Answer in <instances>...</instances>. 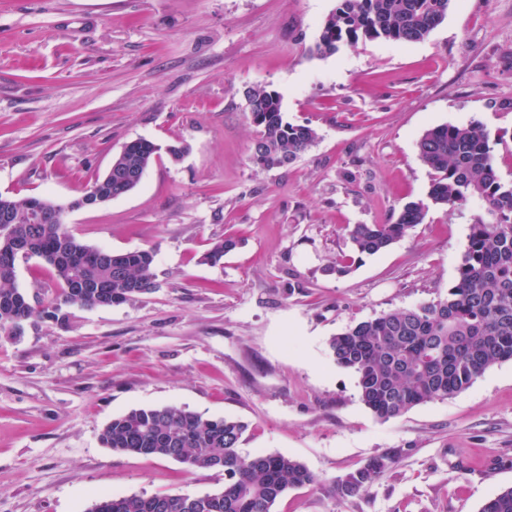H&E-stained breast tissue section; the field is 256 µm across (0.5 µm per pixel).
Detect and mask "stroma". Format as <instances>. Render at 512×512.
<instances>
[{"instance_id": "obj_1", "label": "stroma", "mask_w": 512, "mask_h": 512, "mask_svg": "<svg viewBox=\"0 0 512 512\" xmlns=\"http://www.w3.org/2000/svg\"><path fill=\"white\" fill-rule=\"evenodd\" d=\"M338 0H0V195L66 203L129 141L159 155L133 191L67 213L83 243L155 254L153 291L0 335V512H86L102 492L203 495L216 469L113 452L112 417L176 406L248 425L241 449L321 478L397 453L368 492L288 491L274 512H480L512 487V362L457 395L377 419L328 341L446 296L481 207L422 224L346 275L347 228L426 198L417 143L441 124L512 131V0H452L423 40L315 44ZM280 93L319 138L285 168L251 160L246 88ZM182 147L172 159L167 146ZM238 247L201 263L212 242ZM29 295L59 284L19 262Z\"/></svg>"}]
</instances>
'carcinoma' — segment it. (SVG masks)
Listing matches in <instances>:
<instances>
[{
    "instance_id": "cac0c4a2",
    "label": "carcinoma",
    "mask_w": 512,
    "mask_h": 512,
    "mask_svg": "<svg viewBox=\"0 0 512 512\" xmlns=\"http://www.w3.org/2000/svg\"><path fill=\"white\" fill-rule=\"evenodd\" d=\"M451 0H338L315 45L320 55L344 44L384 39L394 43L423 40L445 18ZM248 119L256 134L252 161L266 169L296 161L317 140L316 131L286 120L281 95L248 88ZM112 178L94 181L99 191L118 198L137 187L160 147L146 139L125 144ZM419 156L433 171L428 201L406 203L398 217L384 224H354L348 229L352 253L374 255L424 222L429 205L458 207L476 198L483 213L470 225L455 285L447 296L411 308L384 312L330 338L328 347L339 367L356 374L359 399L382 421L398 418L415 406L444 400L467 388L490 367L512 361V183L497 170L494 145L477 123L442 124L418 141ZM53 206L39 197L0 195V227L34 241L60 284L55 296L36 305L18 288L10 258L0 252V335L10 325L53 318L64 306H95L94 288H75L81 278L110 287L112 303L126 302L155 287L154 253L147 249L114 253L86 245L65 224H42L38 212ZM237 247L231 237L212 243L201 261L216 265ZM247 424L211 418L175 406L132 409L112 418L100 433L101 444L117 453L168 458L190 469L224 471V490L186 502L174 495L101 496L87 512H273L290 489L314 487L319 478L299 461L281 454L240 451ZM394 456L381 455L333 481L341 499L368 491L391 468ZM481 512H512V487L487 501Z\"/></svg>"
}]
</instances>
